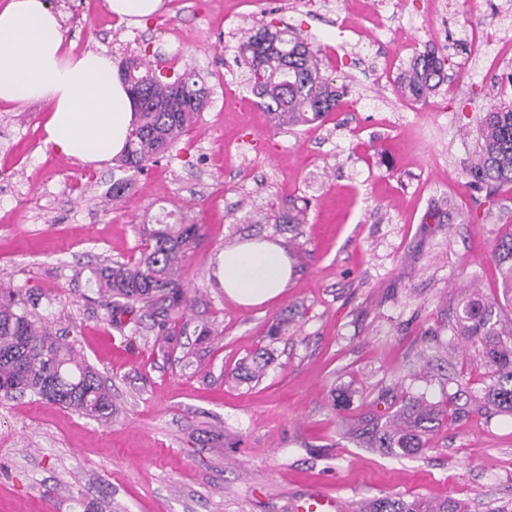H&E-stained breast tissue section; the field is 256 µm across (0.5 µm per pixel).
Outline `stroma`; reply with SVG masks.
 <instances>
[{"instance_id":"1","label":"stroma","mask_w":512,"mask_h":512,"mask_svg":"<svg viewBox=\"0 0 512 512\" xmlns=\"http://www.w3.org/2000/svg\"><path fill=\"white\" fill-rule=\"evenodd\" d=\"M163 0L131 25L105 0H48L65 48L120 62L149 44L167 66L192 65L211 90L172 156L133 177L106 206L116 161L86 165L45 148L43 104L0 102V283L27 289L38 313L73 342L112 395L102 424L27 395H0V512H293L315 487L350 512L371 498L451 496L469 512H512V415L441 416L410 455L372 447L409 398L447 407L483 396L480 342L453 335L466 290L499 295L497 239L512 232V185L468 184L474 132L512 85L465 62L470 24L494 23L512 44V0ZM448 32L456 92L411 100L393 81L435 15ZM287 23L322 50L346 93L322 121L277 128L236 62L242 30ZM306 205L302 224L264 216ZM183 209L205 235L183 278L195 303L184 335L115 330L88 284L94 270L135 261L139 226ZM444 221L426 222L429 212ZM280 243L292 277L277 298L243 306L213 276L225 247ZM288 332L270 340L278 319ZM266 347L264 377L231 373ZM349 404H339L340 394ZM222 433L224 443L211 441Z\"/></svg>"}]
</instances>
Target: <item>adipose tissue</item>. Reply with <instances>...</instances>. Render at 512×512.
<instances>
[{"instance_id": "obj_1", "label": "adipose tissue", "mask_w": 512, "mask_h": 512, "mask_svg": "<svg viewBox=\"0 0 512 512\" xmlns=\"http://www.w3.org/2000/svg\"><path fill=\"white\" fill-rule=\"evenodd\" d=\"M32 101L49 106L44 144L56 152L98 166L124 150L134 108L111 57L67 56L47 0H8L0 8V102ZM215 275L229 298L254 305L287 288L291 264L280 245L253 240L220 251Z\"/></svg>"}]
</instances>
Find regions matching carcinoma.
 <instances>
[{"mask_svg":"<svg viewBox=\"0 0 512 512\" xmlns=\"http://www.w3.org/2000/svg\"><path fill=\"white\" fill-rule=\"evenodd\" d=\"M247 85L256 105L273 115L279 127L318 121L337 109L341 93L320 66V50L284 26L266 22L244 32L238 45ZM130 87L135 118L118 168L125 176L112 181V199L130 186L132 176L171 155L180 137L204 111L210 89L190 69L169 76L150 58L135 50L118 70ZM445 60L432 51L411 57L401 74L406 93L418 100L447 82ZM469 185L493 195L512 184V102L502 101L485 112L476 134L474 157L467 169ZM302 210L288 204L266 215L271 224H300ZM142 251L133 264L114 262L97 275L99 294L112 326L122 331L148 317L169 337L191 307L182 281L187 252L203 237L202 225L177 214L172 222L157 219L140 228ZM501 291L494 300L478 292L466 295L452 332L484 345V366L496 381L483 396V407L512 414V323L499 325L500 310L512 308V235L501 238L494 250ZM29 299L19 286L0 285V393L32 394L101 422L112 419V395L98 372L74 346L64 344L46 324L32 318ZM272 352L259 348L242 359L232 375L242 381L261 378ZM440 410L423 399H411L378 437V447L404 454L422 447L423 423L438 419ZM359 512H467L452 497L376 498Z\"/></svg>","mask_w":512,"mask_h":512,"instance_id":"cac0c4a2","label":"carcinoma"}]
</instances>
